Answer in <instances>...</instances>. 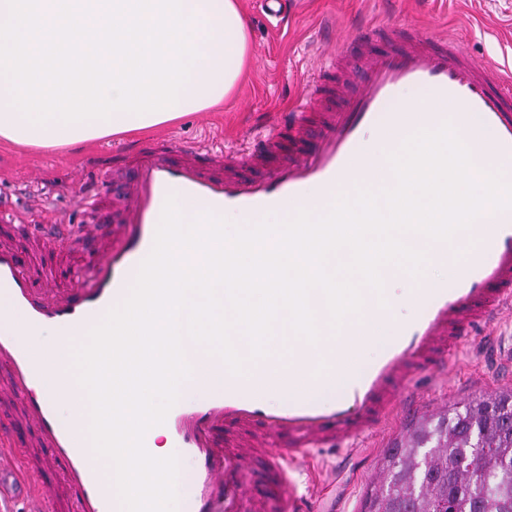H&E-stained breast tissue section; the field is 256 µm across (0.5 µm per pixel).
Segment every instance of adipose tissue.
I'll use <instances>...</instances> for the list:
<instances>
[{
	"mask_svg": "<svg viewBox=\"0 0 512 512\" xmlns=\"http://www.w3.org/2000/svg\"><path fill=\"white\" fill-rule=\"evenodd\" d=\"M181 12L189 17L187 32L202 57L190 69V81L178 89L180 107L171 115H151L138 121L123 111L111 114L110 123L87 119L80 123L49 120L46 126H32L12 108L11 95L0 80V145L61 147L127 136L142 128L175 124L190 112L211 109L230 97L245 78L249 60L246 16L240 0H182Z\"/></svg>",
	"mask_w": 512,
	"mask_h": 512,
	"instance_id": "obj_1",
	"label": "adipose tissue"
}]
</instances>
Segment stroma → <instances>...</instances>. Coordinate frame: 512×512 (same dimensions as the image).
Instances as JSON below:
<instances>
[{
	"label": "stroma",
	"mask_w": 512,
	"mask_h": 512,
	"mask_svg": "<svg viewBox=\"0 0 512 512\" xmlns=\"http://www.w3.org/2000/svg\"><path fill=\"white\" fill-rule=\"evenodd\" d=\"M242 2L250 44L244 84L223 105L188 113L149 133V140L208 144L228 152L238 148L244 136L266 130L276 113L306 98L313 77L330 64L326 40L343 42L361 27L414 26L456 38L477 61L512 64V0H298L281 24L266 14L261 0ZM131 144V139L111 137L70 147L0 148V202L12 204L27 222L89 223L81 202L86 182L97 178L116 148ZM506 390H512L506 365L481 366L474 346L465 347L447 384L422 385L417 411L397 420L371 448L370 458L350 460L344 482L330 488L328 505L337 512H362L368 488L380 483V459L405 441L412 427Z\"/></svg>",
	"instance_id": "obj_1"
}]
</instances>
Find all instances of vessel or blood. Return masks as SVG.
<instances>
[{
  "label": "vessel or blood",
  "mask_w": 512,
  "mask_h": 512,
  "mask_svg": "<svg viewBox=\"0 0 512 512\" xmlns=\"http://www.w3.org/2000/svg\"><path fill=\"white\" fill-rule=\"evenodd\" d=\"M381 38L379 29H365L340 46L354 88L339 107L314 112L302 103L279 113L274 129L247 142L232 163L171 142L123 151L132 174L115 224H28L0 204V223L13 227L0 239V400H21L25 427L46 454L44 465L29 464L24 427L0 417V512H122L114 483L93 461L88 429L61 420L57 399L44 391L48 363L28 338L49 330L62 342L77 340L122 304L154 247L168 198L187 205V217L230 214L249 225L301 210L323 215L354 183L381 177L370 158L375 146L407 133L405 87L431 107L428 128L448 121L468 147L487 142L476 173L492 170L512 182V68L476 61L456 40L416 29L402 32L395 46L378 48ZM472 238L463 269L423 288L409 318L377 310L383 350L373 363L354 359L370 323L361 315L344 319L343 343L316 342L319 361L342 363L325 374L327 394L291 385L273 405L256 378L228 372L223 387L175 403L159 429L193 462L182 512H324L319 475H310L307 497L293 493L291 474L308 455L360 453L367 439L418 408L417 379L447 383L462 345L512 315V210L492 212ZM24 240L93 247L66 286H39L27 270Z\"/></svg>",
  "instance_id": "obj_1"
}]
</instances>
